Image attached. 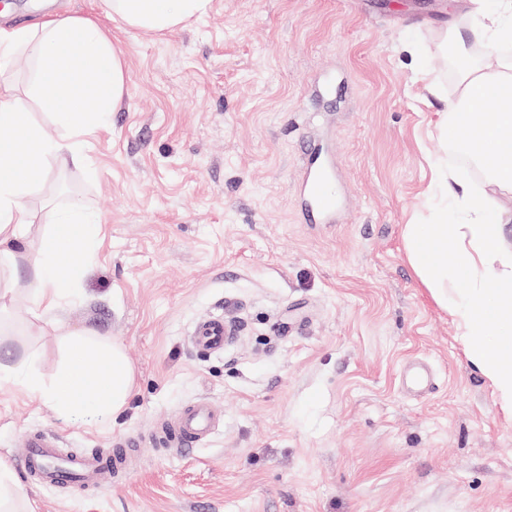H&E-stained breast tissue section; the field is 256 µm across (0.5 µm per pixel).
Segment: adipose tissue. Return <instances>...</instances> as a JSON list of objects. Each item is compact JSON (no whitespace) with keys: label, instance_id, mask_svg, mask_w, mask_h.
I'll list each match as a JSON object with an SVG mask.
<instances>
[{"label":"adipose tissue","instance_id":"obj_1","mask_svg":"<svg viewBox=\"0 0 512 512\" xmlns=\"http://www.w3.org/2000/svg\"><path fill=\"white\" fill-rule=\"evenodd\" d=\"M102 11L125 27L161 33L206 14L210 0H100ZM475 34L500 45L489 60L461 57L460 94L443 126L446 141L465 148L486 175L484 191L438 173L441 197L430 224L403 229L408 261L433 297L454 316L468 361L512 412V252L502 248L503 217L495 195L512 192V0H475ZM17 50L32 59L30 94L55 120L47 135L29 112L0 97V258L23 251L34 270L31 303L54 311L59 285H80L99 243L97 217L79 200L46 213L51 231L37 249L24 238L29 199L50 165L78 158L81 136L106 127L124 89L119 55L93 23L49 19L35 27L0 30V65ZM67 87L59 97L58 87ZM494 111H487V104ZM463 216L448 221L449 208ZM69 355L52 379L34 368L0 364V383L38 397L65 420L109 421L127 407L133 371L119 343L90 333L68 335ZM96 366L86 376L85 362Z\"/></svg>","mask_w":512,"mask_h":512}]
</instances>
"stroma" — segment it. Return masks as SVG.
Segmentation results:
<instances>
[{"mask_svg":"<svg viewBox=\"0 0 512 512\" xmlns=\"http://www.w3.org/2000/svg\"><path fill=\"white\" fill-rule=\"evenodd\" d=\"M25 24L97 23L123 64L108 128L80 163L51 166L32 200L80 199L100 242L65 329L119 341L133 369L126 409L104 425L59 418L0 384V459L26 435L63 447L147 438L199 398L224 412L188 461L145 443L130 477L100 490L26 488L23 512H512V415L469 363L449 311L418 279L404 225L429 222L435 165L481 186L440 132L459 92L447 47L489 48L455 0H211L163 33L126 28L100 0H28ZM415 43L418 55L405 46ZM17 54L0 86L47 132ZM317 151L336 220L304 217L300 185ZM13 302L0 363L35 354L52 378L64 336L30 312L34 273L0 262ZM239 325L222 354L195 352V320ZM436 386L404 390L407 362Z\"/></svg>","mask_w":512,"mask_h":512,"instance_id":"stroma-1","label":"stroma"}]
</instances>
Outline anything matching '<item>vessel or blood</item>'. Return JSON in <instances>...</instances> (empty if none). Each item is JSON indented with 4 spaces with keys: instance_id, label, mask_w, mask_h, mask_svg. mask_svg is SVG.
<instances>
[{
    "instance_id": "1",
    "label": "vessel or blood",
    "mask_w": 512,
    "mask_h": 512,
    "mask_svg": "<svg viewBox=\"0 0 512 512\" xmlns=\"http://www.w3.org/2000/svg\"><path fill=\"white\" fill-rule=\"evenodd\" d=\"M302 191L312 213L327 218L336 210V194L329 172L323 166H310ZM237 334L234 323L223 314L212 313L199 318L189 331V343L206 354L223 353L225 345ZM224 415L207 400L198 399L184 405L171 419L160 424L156 442L189 457L193 448L206 443ZM140 440L124 437L114 442L109 453H66L59 438L48 432L27 437L16 454V462L28 482L44 488L99 489L107 486L113 474L130 475L128 460Z\"/></svg>"
}]
</instances>
